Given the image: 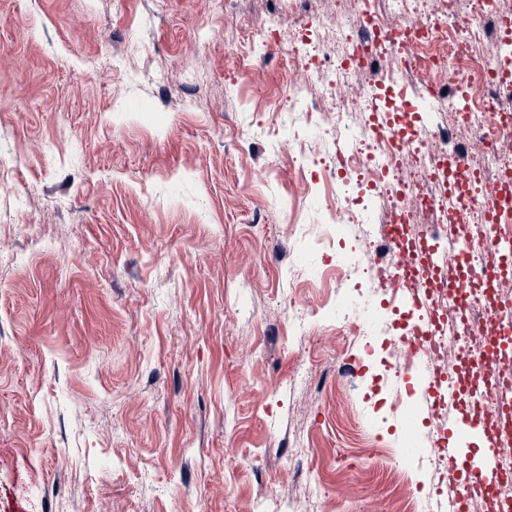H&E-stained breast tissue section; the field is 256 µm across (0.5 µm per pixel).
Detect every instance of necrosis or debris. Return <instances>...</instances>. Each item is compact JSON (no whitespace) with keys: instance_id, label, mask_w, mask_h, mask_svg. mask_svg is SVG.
<instances>
[{"instance_id":"necrosis-or-debris-1","label":"necrosis or debris","mask_w":512,"mask_h":512,"mask_svg":"<svg viewBox=\"0 0 512 512\" xmlns=\"http://www.w3.org/2000/svg\"><path fill=\"white\" fill-rule=\"evenodd\" d=\"M348 0L311 18V34L290 38L288 53L309 84L322 88L334 120L327 131L349 140L347 150L326 153L322 165L336 174V196L326 205L331 224L364 223L377 210L378 232L366 244L362 301L349 316L358 335L369 323L376 292L405 291L432 311L431 322L391 335L389 347L406 364L437 366L444 383L469 387L473 353H486L512 318V273L461 297L456 267L421 273L418 247L432 237L467 246L471 272L499 269L500 255L487 237L512 240V0ZM412 78L429 114L448 120L429 127L396 114L387 128L377 120L386 107L379 86ZM439 484L465 497L468 512H484L499 499L512 512L511 474L493 486L462 488L447 457L430 452Z\"/></svg>"}]
</instances>
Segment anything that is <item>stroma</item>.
I'll return each mask as SVG.
<instances>
[{
  "label": "stroma",
  "mask_w": 512,
  "mask_h": 512,
  "mask_svg": "<svg viewBox=\"0 0 512 512\" xmlns=\"http://www.w3.org/2000/svg\"><path fill=\"white\" fill-rule=\"evenodd\" d=\"M293 0H0V512H405L430 410L337 279L304 74L250 42ZM317 183L309 193L300 180ZM306 300L294 310L290 297ZM406 432L405 449L411 456H424L428 453V448H422V442L419 432L417 413L409 408L405 413Z\"/></svg>",
  "instance_id": "stroma-1"
}]
</instances>
